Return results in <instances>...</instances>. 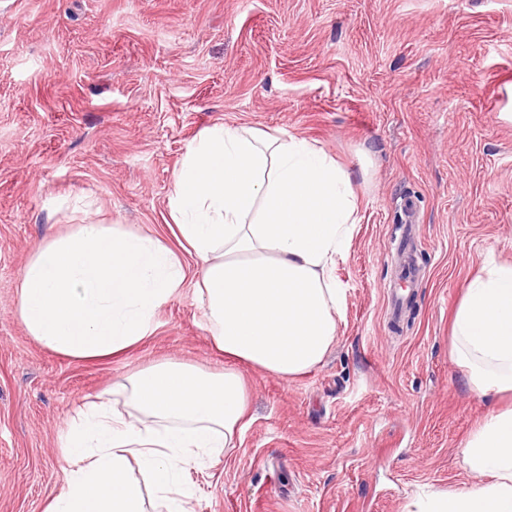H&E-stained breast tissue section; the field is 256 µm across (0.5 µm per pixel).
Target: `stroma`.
I'll return each mask as SVG.
<instances>
[{"instance_id":"1","label":"stroma","mask_w":512,"mask_h":512,"mask_svg":"<svg viewBox=\"0 0 512 512\" xmlns=\"http://www.w3.org/2000/svg\"><path fill=\"white\" fill-rule=\"evenodd\" d=\"M221 123L311 141L349 172L358 223L335 343L296 378L241 365L250 422L186 473L196 512H402L477 485L460 450L512 394L468 387L450 318L487 258L512 263V0H0V512H44L67 419L113 383L223 370L193 280L94 361L34 341L16 293L82 224L179 249L176 172ZM408 203L419 270L395 324Z\"/></svg>"}]
</instances>
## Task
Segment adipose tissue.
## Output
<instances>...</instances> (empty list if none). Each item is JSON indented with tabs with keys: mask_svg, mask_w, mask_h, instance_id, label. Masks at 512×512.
<instances>
[{
	"mask_svg": "<svg viewBox=\"0 0 512 512\" xmlns=\"http://www.w3.org/2000/svg\"><path fill=\"white\" fill-rule=\"evenodd\" d=\"M168 208L185 243L82 224L26 265L18 313L39 344L74 360L122 353L195 282L215 347L213 372L165 360L113 384L131 413L91 401L60 437V492L44 512H195L189 469L230 454L243 434L240 364L279 378L319 366L336 340L346 290L334 270L358 222L349 173L308 140L217 124L183 159ZM452 357L471 389L512 391V263L488 261L452 324ZM461 454L477 489L423 491L404 512H512V410L487 415ZM150 479L142 490L138 474Z\"/></svg>",
	"mask_w": 512,
	"mask_h": 512,
	"instance_id": "1",
	"label": "adipose tissue"
}]
</instances>
